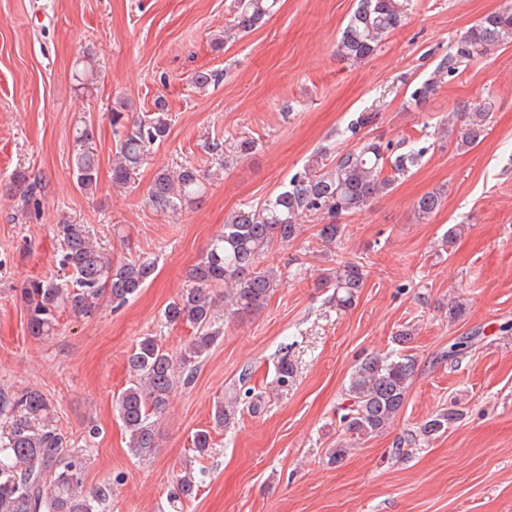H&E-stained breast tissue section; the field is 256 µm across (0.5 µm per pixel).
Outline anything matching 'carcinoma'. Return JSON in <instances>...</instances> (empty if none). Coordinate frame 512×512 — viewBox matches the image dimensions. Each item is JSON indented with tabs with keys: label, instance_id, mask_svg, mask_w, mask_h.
I'll use <instances>...</instances> for the list:
<instances>
[{
	"label": "carcinoma",
	"instance_id": "obj_1",
	"mask_svg": "<svg viewBox=\"0 0 512 512\" xmlns=\"http://www.w3.org/2000/svg\"><path fill=\"white\" fill-rule=\"evenodd\" d=\"M278 3L279 0H234L232 23L224 29V39L243 37L261 27L276 12ZM406 13L407 0H358L337 42L336 55L352 63L371 57L388 34L403 26ZM509 39L512 9L504 7L472 25L450 48L438 72H453L457 65ZM437 87L438 81L433 77L414 90L411 100L422 105ZM154 106V113L147 119L129 118L125 103L111 110L112 126L122 130L112 163L115 187L127 185L151 146L169 134L163 97H157ZM459 119L464 126L461 144L474 145L484 139L487 107L465 108ZM453 133L454 125L450 123L431 134L432 141L425 145L371 139L336 157L331 165L323 162L327 153L317 154L263 204L239 207L227 215L224 230L210 240L202 258L186 271L190 287L162 311L165 325L187 324L195 330V336L176 360L153 336L141 337L128 356L134 383L119 395L117 409L133 456L144 459L157 448L156 422L169 405L174 370L181 369L185 380H190L198 363L224 335L216 302L218 289H224L225 320L261 312L282 283L281 274L260 266V258L269 247L296 239L300 221L308 216L321 221L317 236L323 242H335L341 237L343 216L362 210L374 198L389 192L396 180L421 166L435 141L449 140ZM93 140V128L79 121L74 127L72 176L78 189L86 194L94 193L99 181ZM205 148L227 168L251 155L257 141L242 134L214 138L205 143ZM13 180L22 188L23 206L39 205L38 194L43 189L40 181L30 179L25 172L15 174ZM208 180L209 174L192 164L160 169L151 182L147 203L159 213L173 212L202 198ZM442 200L439 190L421 195L415 203L417 219L430 218ZM53 233L61 246V269L69 272V278H33L21 288L28 331L36 339L55 334L59 314L90 318L107 303L118 307L126 304L153 279L155 258H117L94 241L84 224L62 218ZM320 285L333 289L331 300L336 302V308L347 309L363 288L362 266L347 262L334 271L330 269L321 277ZM415 370L414 359L407 355L369 354L359 361L345 388L350 404L348 413L341 418L344 432L363 440L390 428L404 407ZM236 408L235 396L217 402L212 416L215 426H229ZM461 416L459 409L441 411L421 426V435L429 440L448 430ZM211 441L209 430L196 431L192 452L199 457L209 454ZM84 470V453L74 448L73 440L55 424L44 393L29 387L0 389V512H104L112 497L111 484L87 489ZM201 482L192 469H184L173 484L171 502L192 497Z\"/></svg>",
	"mask_w": 512,
	"mask_h": 512
}]
</instances>
